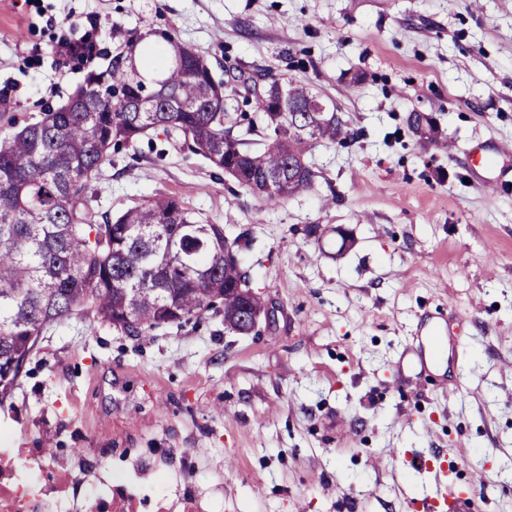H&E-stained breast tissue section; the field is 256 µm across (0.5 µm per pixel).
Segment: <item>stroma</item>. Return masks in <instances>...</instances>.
Returning a JSON list of instances; mask_svg holds the SVG:
<instances>
[{
    "mask_svg": "<svg viewBox=\"0 0 512 512\" xmlns=\"http://www.w3.org/2000/svg\"><path fill=\"white\" fill-rule=\"evenodd\" d=\"M140 33L220 79L308 85L358 138L317 145L314 187L272 208L175 144L104 163L96 211L179 197L246 239L271 315L248 335L217 310L142 336L89 313L48 328L0 404V472L63 479L44 512H86L116 472L212 512H424L453 449L471 512H512V0H0V140ZM424 315L462 326L457 390L398 380Z\"/></svg>",
    "mask_w": 512,
    "mask_h": 512,
    "instance_id": "obj_1",
    "label": "stroma"
}]
</instances>
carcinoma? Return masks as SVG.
<instances>
[{
  "label": "carcinoma",
  "instance_id": "carcinoma-1",
  "mask_svg": "<svg viewBox=\"0 0 512 512\" xmlns=\"http://www.w3.org/2000/svg\"><path fill=\"white\" fill-rule=\"evenodd\" d=\"M130 39L106 69L91 71L73 107L48 106L40 121L0 141V400L43 331L86 308L129 336L180 326L248 288L242 266L224 260V227L170 195L117 217L94 211V180L108 152L154 132L209 161L267 205L313 187L307 154L319 142L355 139L336 109L267 71L238 75L253 113L224 128L236 89L215 80L196 49L169 36L139 50ZM264 148L251 149L257 129Z\"/></svg>",
  "mask_w": 512,
  "mask_h": 512
}]
</instances>
